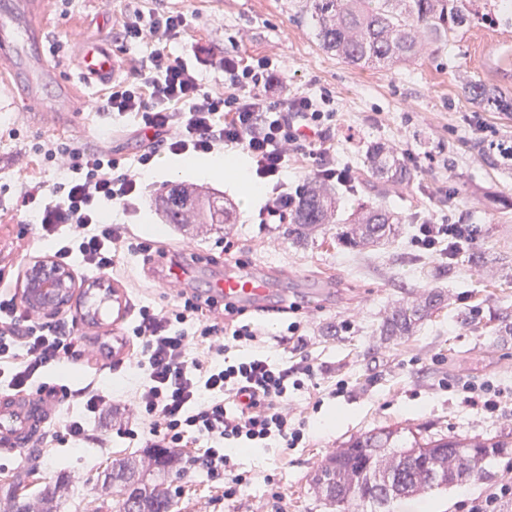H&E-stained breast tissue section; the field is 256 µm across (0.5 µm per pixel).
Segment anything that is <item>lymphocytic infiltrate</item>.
I'll use <instances>...</instances> for the list:
<instances>
[{
	"label": "lymphocytic infiltrate",
	"mask_w": 512,
	"mask_h": 512,
	"mask_svg": "<svg viewBox=\"0 0 512 512\" xmlns=\"http://www.w3.org/2000/svg\"><path fill=\"white\" fill-rule=\"evenodd\" d=\"M121 27L127 38L150 42L153 49L134 66L133 80L108 87L104 100L115 114L139 116L136 135L145 147L133 170L124 169L121 158L106 149L65 143L47 148V157L57 160L67 177L42 198L23 193L21 203L36 204L44 236L57 238L54 258L65 264L80 261L107 279L122 246L159 267L170 263L166 251L131 242L124 225L104 222L100 213L103 204L126 208L141 195L142 176L160 146L174 154H211L228 146L249 154L268 186L258 215L263 224L284 218L301 193L283 177L289 159L311 166L320 179L347 180L330 151L336 118L330 96L277 87L265 58L253 65L225 59L223 87L205 86L196 69L169 50L171 43L190 36L180 12H140ZM477 235L474 224L431 220L418 225L414 245L454 261L463 252L462 242H475ZM131 334L126 359L141 371L143 384L135 398L140 424L125 431L130 440H146L154 448L209 441L197 462L216 477L223 476L225 450L232 445L275 438L288 449L303 442L302 429L290 423L288 388L315 379L316 366L305 361L288 371L258 354L224 360L228 341L255 338L250 325L236 324L233 308L216 316L214 302L183 290L172 307L141 306ZM193 341L202 346L201 356L188 355ZM82 356L71 330L25 313L15 296L0 295V379L8 389L69 400L75 395L69 387L48 384L43 375Z\"/></svg>",
	"instance_id": "f902f5d3"
}]
</instances>
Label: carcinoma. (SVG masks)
I'll return each mask as SVG.
<instances>
[{
	"label": "carcinoma",
	"instance_id": "obj_1",
	"mask_svg": "<svg viewBox=\"0 0 512 512\" xmlns=\"http://www.w3.org/2000/svg\"><path fill=\"white\" fill-rule=\"evenodd\" d=\"M304 8L313 22L320 48L351 66L389 65L419 55L424 44L447 45L448 35L479 22L512 25V4L508 0H304ZM464 93L480 110H495L512 117V96L497 87L471 83ZM486 165L504 174L512 173V136L478 139L471 144ZM371 177L382 182H403L411 178L401 159L381 146H375L367 158ZM167 224H233L232 206L185 186H175L158 199ZM337 192L319 181L305 185L289 214L288 232L301 239L322 224L333 223ZM401 223L398 213L381 204L362 205L358 214L337 233L338 240L356 247L381 243L395 235L394 225ZM443 295L428 294L410 306H402L386 316L380 335L386 339L408 336L419 322L440 308ZM400 456L391 489L369 484L366 471L377 458ZM512 455V441L462 436L441 437L411 444L397 439L396 432L382 430L355 438L346 448L330 456L312 478L314 487L337 512H354L361 499L374 512H391L394 501L422 487L426 491L447 489L472 478L492 479L484 467L490 456ZM174 460L171 451L156 450L144 463L133 458L112 460L106 478L124 491L126 498L116 503L122 512H171L170 494L151 487L145 476L162 472Z\"/></svg>",
	"mask_w": 512,
	"mask_h": 512
}]
</instances>
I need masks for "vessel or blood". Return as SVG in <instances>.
<instances>
[{
  "mask_svg": "<svg viewBox=\"0 0 512 512\" xmlns=\"http://www.w3.org/2000/svg\"><path fill=\"white\" fill-rule=\"evenodd\" d=\"M45 42L37 0H0V82L10 89L17 105H34L40 112L57 116L78 112L86 103L84 89L114 82L123 71L111 46L94 39L84 44L76 79L63 78L44 52ZM48 84L56 88V96L50 101L40 96ZM276 288L277 283L266 268L244 266L228 259L223 274L212 278L209 296L264 316ZM52 408V403L38 399L0 407V446L19 445L38 435L47 422V411Z\"/></svg>",
  "mask_w": 512,
  "mask_h": 512,
  "instance_id": "obj_1",
  "label": "vessel or blood"
}]
</instances>
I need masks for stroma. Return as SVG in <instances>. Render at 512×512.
Returning <instances> with one entry per match:
<instances>
[{"label":"stroma","instance_id":"35a3bbf8","mask_svg":"<svg viewBox=\"0 0 512 512\" xmlns=\"http://www.w3.org/2000/svg\"><path fill=\"white\" fill-rule=\"evenodd\" d=\"M49 27L47 43L63 74L75 75V58L85 39H103L120 55L124 79H132L137 59L149 44L123 38L116 19L134 11H180L192 32L188 42L171 44L173 53L242 63L272 56L275 74L291 89L312 96L329 94L336 110L335 160L358 177L361 186L340 191L334 223L325 224L302 243L288 235L287 223L259 224L263 197L241 199L239 184L227 176L205 177L178 167V158L159 150L146 173L137 211L105 206L109 222L127 225L143 242L167 244L206 257L210 268L225 258L285 270L273 304L288 302L297 314L262 320L257 341L229 344L235 361L262 352L282 368L308 360L318 368L313 383L293 391L294 420L305 439L299 447L277 442L231 451L223 480L193 460L206 441L177 449L168 471L152 474L149 484L168 489L177 512H335L312 484L325 459L360 434L401 429L419 441L445 434L470 438L512 439V402L492 414L470 400L466 387L493 381L512 393V336L499 335V312L512 310V210L496 209L497 196L512 198V176L486 167L472 141L512 133V119L483 112L463 96L472 81L512 92V26L475 25L451 36L448 46L426 50L414 62L350 67L318 45L310 21L301 15L302 0H43ZM84 111L68 126L50 119L34 121L31 109L18 108L0 85V225L10 227L13 264L0 265V287L20 293L30 260L51 255L55 243L44 237L34 209L22 206V193L42 192L63 181L65 173L38 154L43 143H76L94 151L107 148L134 159L142 147L134 131L135 113L113 115L103 107L102 92L88 90ZM399 156L413 155L411 179L382 183L366 174L373 145ZM190 183L230 202L233 224H168L157 209L163 187ZM389 205L400 215L425 218L452 209L455 218L478 225L475 249L496 256L493 265L472 263L462 255L451 274L444 259L421 253L413 244L415 225H400L394 239L378 248L353 249L337 243L341 224L359 202ZM74 296L60 319L72 326L84 350L83 361L49 376L71 390L95 382L112 400L90 425L80 443L62 442L63 422L78 416V399L58 404L34 446L0 451V512H9L11 485H19L31 503L46 487L58 486L57 512H110L117 492L105 475L116 458H145L142 443L118 435L120 423L135 414L133 399L142 377L128 364H109L100 350L103 338L124 335L141 305L170 307L176 288L152 273L137 253H123L119 272L110 279L117 299L98 321L85 320L84 293L93 279L72 265ZM334 286L324 298L312 287L325 277ZM447 294L441 309L418 324L412 335L386 340L382 319L394 308L416 301L426 291ZM237 479L236 492L224 494V480ZM492 481L474 479L442 491L417 492L395 502L394 512H468L467 504L484 499Z\"/></svg>","mask_w":512,"mask_h":512}]
</instances>
